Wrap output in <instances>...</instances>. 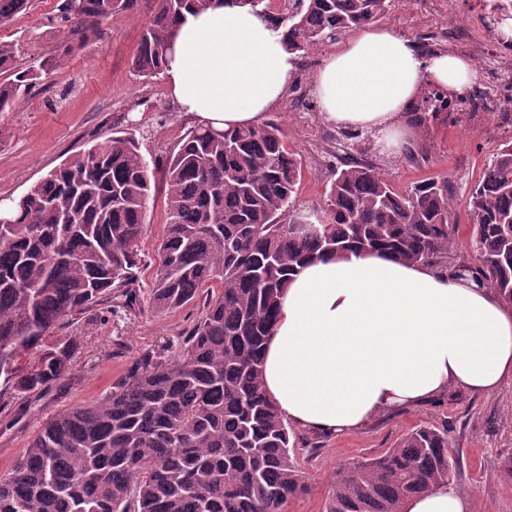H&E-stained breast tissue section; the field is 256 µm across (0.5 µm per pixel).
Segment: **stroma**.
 Returning a JSON list of instances; mask_svg holds the SVG:
<instances>
[{
    "label": "stroma",
    "instance_id": "35a3bbf8",
    "mask_svg": "<svg viewBox=\"0 0 512 512\" xmlns=\"http://www.w3.org/2000/svg\"><path fill=\"white\" fill-rule=\"evenodd\" d=\"M62 0H32L29 10L0 29V41L20 44L25 57L55 51L62 36L57 22ZM152 16L148 0L131 12L110 16L99 40L74 51L11 112H0V202L14 203L50 170L113 132L132 133L146 159L163 164L193 125L175 112L163 78L144 80L131 67L143 27ZM379 25L414 38L422 51H451L474 58L481 82L499 107H512V48L488 63L475 58L459 0H391ZM299 82L305 104L288 96L269 112L284 132V142L302 165L295 206L309 210L323 205L330 161L344 159V146L362 147L363 138L341 135L320 117L317 90L308 72ZM512 140V129L500 126L495 112L482 121L462 111L419 128L416 139L398 156L372 150L368 162L397 189L444 177L453 198L451 222L455 244L448 263L472 261L471 221L466 202L495 148ZM147 226L139 243L136 270L139 300L132 309H118L102 321L64 322L58 333L81 339L75 367L62 381L37 393L10 395L0 407V477L11 472L29 441L60 411L99 401L123 382L146 355L169 361L201 318L219 284L200 290L195 302L168 312L148 303L155 276L158 246L168 222L167 198L156 188L149 200ZM447 429L462 456V481L478 512H512V474L504 468L512 457V385L481 397L459 392L453 398L397 412L374 420L361 431L339 437L297 431L294 457L306 493L290 499L286 512H326L339 469L395 447L419 425Z\"/></svg>",
    "mask_w": 512,
    "mask_h": 512
}]
</instances>
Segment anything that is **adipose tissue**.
Here are the masks:
<instances>
[{
	"instance_id": "1",
	"label": "adipose tissue",
	"mask_w": 512,
	"mask_h": 512,
	"mask_svg": "<svg viewBox=\"0 0 512 512\" xmlns=\"http://www.w3.org/2000/svg\"><path fill=\"white\" fill-rule=\"evenodd\" d=\"M301 65L272 15L235 0L186 11L163 76L178 112L217 130L260 125L293 88ZM319 111L372 135L392 155L415 131L407 110L425 86L464 95L479 79L467 57L424 55L410 36L365 26L312 69ZM512 382V304L471 274L380 253L327 255L293 275L263 351L267 397L288 423L343 435L377 416L454 391L488 395ZM402 512H475L438 485Z\"/></svg>"
}]
</instances>
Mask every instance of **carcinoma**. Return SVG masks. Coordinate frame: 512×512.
I'll return each mask as SVG.
<instances>
[{
    "label": "carcinoma",
    "instance_id": "obj_1",
    "mask_svg": "<svg viewBox=\"0 0 512 512\" xmlns=\"http://www.w3.org/2000/svg\"><path fill=\"white\" fill-rule=\"evenodd\" d=\"M31 0H0V28ZM212 0H153L132 67L163 71L182 10ZM138 0H63L67 24L53 54L19 62L0 42V112L17 107L40 72L97 38L100 23ZM389 0H284L276 21L307 58L324 40L382 16ZM430 93L418 126L448 111ZM302 174L274 121L246 129L191 130L164 172L168 224L151 301L187 306L220 284L177 359L145 357L112 393L66 409L0 477V512H284L305 492L294 429L262 385L264 337L279 294L307 261L345 251L434 262L454 246L448 180L397 191L369 162L330 167L324 205L294 209ZM155 169L128 135H114L51 171L17 204L0 238V379L12 392L44 389L70 373L79 337H47L68 317H104L112 301L137 304L134 269ZM475 264L467 271L512 303V143L492 155L467 203ZM32 354L22 367L19 359ZM448 431L417 426L393 448L343 469L327 512H401L440 484L461 486Z\"/></svg>",
    "mask_w": 512,
    "mask_h": 512
}]
</instances>
